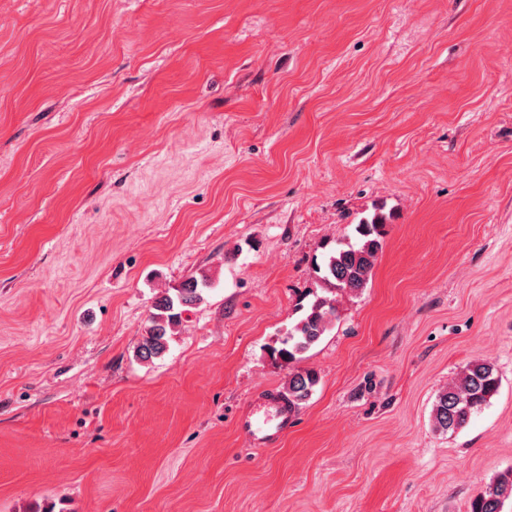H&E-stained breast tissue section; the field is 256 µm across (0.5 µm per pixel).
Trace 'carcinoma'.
Returning a JSON list of instances; mask_svg holds the SVG:
<instances>
[{"mask_svg": "<svg viewBox=\"0 0 512 512\" xmlns=\"http://www.w3.org/2000/svg\"><path fill=\"white\" fill-rule=\"evenodd\" d=\"M382 217L373 216L355 226L358 241L339 242L316 265V273L340 291L359 290L366 286L379 250L382 249ZM207 279L191 277L174 293H165L156 299L150 312L149 325L136 356L149 361L164 354L169 337L179 323L182 312L203 300ZM336 307L325 297H317L286 334L281 346L271 351V356L285 364L293 365L311 347L330 331ZM318 384L317 374L310 370L291 373L285 387V397L294 408L305 404ZM501 380L494 365L475 360L465 364L455 381L437 395L432 408V421L436 430L454 432L462 428L471 415L488 404L498 394ZM512 503V470L494 476L471 501L469 512H503Z\"/></svg>", "mask_w": 512, "mask_h": 512, "instance_id": "carcinoma-1", "label": "carcinoma"}]
</instances>
